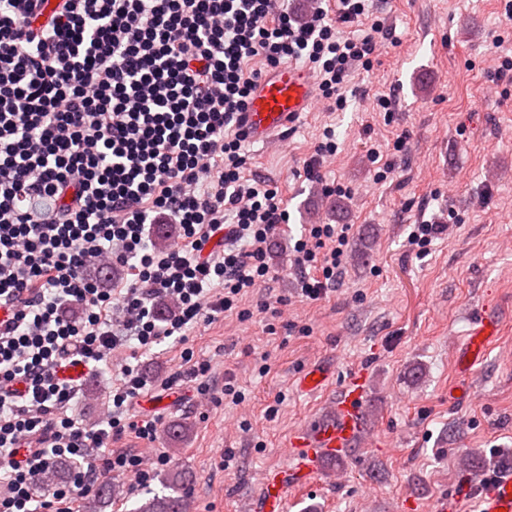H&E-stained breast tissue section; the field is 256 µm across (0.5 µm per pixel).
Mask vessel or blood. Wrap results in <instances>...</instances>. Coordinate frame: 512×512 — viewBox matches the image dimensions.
Here are the masks:
<instances>
[{"label":"vessel or blood","mask_w":512,"mask_h":512,"mask_svg":"<svg viewBox=\"0 0 512 512\" xmlns=\"http://www.w3.org/2000/svg\"><path fill=\"white\" fill-rule=\"evenodd\" d=\"M315 100L310 71L296 64L278 68L253 93L240 125L248 140L265 143L285 134L288 125ZM495 324L486 322L472 333L466 351L475 363L485 346L496 336ZM362 391L348 387L336 405V420L318 429L313 437L293 440L294 463L266 472L258 500V512H282L290 488L310 486L318 462L324 456L352 447L359 438ZM480 512H512V473L483 481L478 489Z\"/></svg>","instance_id":"obj_1"}]
</instances>
